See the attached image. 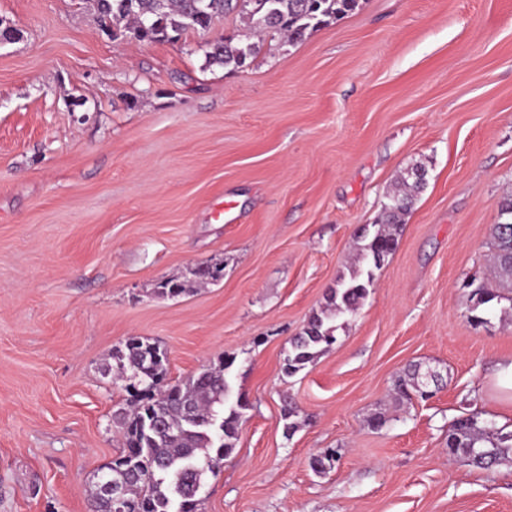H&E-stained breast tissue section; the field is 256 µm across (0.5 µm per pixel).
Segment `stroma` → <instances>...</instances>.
<instances>
[{
    "label": "stroma",
    "mask_w": 512,
    "mask_h": 512,
    "mask_svg": "<svg viewBox=\"0 0 512 512\" xmlns=\"http://www.w3.org/2000/svg\"><path fill=\"white\" fill-rule=\"evenodd\" d=\"M0 18L20 31L0 44V512H90L128 399L108 356L133 336L172 380L230 363L249 403L200 512H512L511 463L446 448L466 414L512 427V298L476 326L462 287L494 278L512 194V0H361L236 71L204 52L245 37L234 13L176 44L104 31L93 0H0ZM417 165L427 184L358 313L284 375ZM205 262L217 282L156 294ZM416 364L444 388L396 400Z\"/></svg>",
    "instance_id": "obj_1"
}]
</instances>
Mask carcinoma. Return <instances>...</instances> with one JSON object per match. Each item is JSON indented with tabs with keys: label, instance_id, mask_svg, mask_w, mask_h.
Returning a JSON list of instances; mask_svg holds the SVG:
<instances>
[{
	"label": "carcinoma",
	"instance_id": "cac0c4a2",
	"mask_svg": "<svg viewBox=\"0 0 512 512\" xmlns=\"http://www.w3.org/2000/svg\"><path fill=\"white\" fill-rule=\"evenodd\" d=\"M97 19L105 28L126 22L125 31L140 41L166 42L171 35L209 30L214 20L237 13L246 20L253 36L279 34L294 44L311 31L353 12L359 0H94ZM260 50L257 42L235 43L216 38L205 43L208 63L241 69ZM426 185V170L416 166L400 188L382 205L378 228L362 227L356 240L359 258L368 265L340 283L329 302L313 313L306 326L290 340L283 372L294 376L314 363L336 342V320L353 316L373 285L374 270L383 265L397 246L392 228L403 222L417 195ZM505 221L494 231L499 277L512 286V196L501 203ZM221 268L201 264L192 270L194 282L206 285L218 280ZM473 310L501 299V292L483 279L470 292ZM108 371L124 382L127 407L118 410L117 422L123 449L112 465L93 477L92 512H111L110 498L101 491V478L121 487L126 512H199L204 475L217 474L225 457L235 449L248 404L233 397L228 380L229 361L203 367L175 382L167 380L163 349L149 340L127 339L112 352ZM429 387L418 368L407 370L394 387L397 399ZM284 433L299 427L298 407L288 395L281 398ZM218 425L220 439L209 436L204 424ZM448 455L488 469L512 458V431L475 416L458 418L448 431Z\"/></svg>",
	"mask_w": 512,
	"mask_h": 512
}]
</instances>
